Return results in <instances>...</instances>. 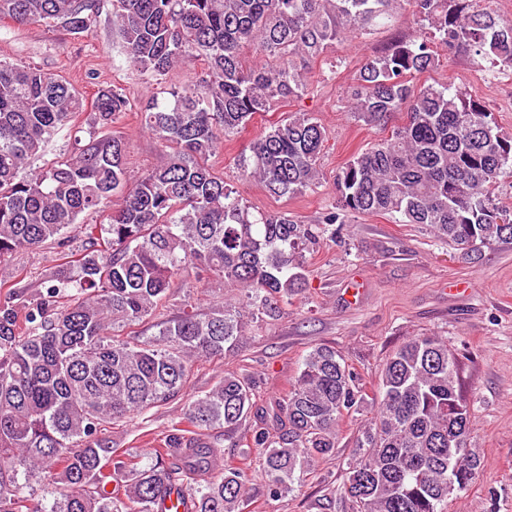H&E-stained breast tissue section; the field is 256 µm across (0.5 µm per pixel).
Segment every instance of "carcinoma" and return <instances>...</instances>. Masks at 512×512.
Instances as JSON below:
<instances>
[{
    "label": "carcinoma",
    "instance_id": "cac0c4a2",
    "mask_svg": "<svg viewBox=\"0 0 512 512\" xmlns=\"http://www.w3.org/2000/svg\"><path fill=\"white\" fill-rule=\"evenodd\" d=\"M112 0V26L128 62L149 81L178 65L204 61L198 77L153 93L141 125L170 153L129 183L124 138L112 127L132 108L118 90L98 89L87 137L38 164L49 141L84 111L82 94L62 76L0 61V261L48 243L81 249L42 278L0 294V512H22L19 476L63 486L49 512H155L173 488L189 512H242L254 477L223 463L224 449L184 447L173 432L154 462L122 492L108 490L126 467L103 431L118 419L177 397L200 359L221 356L245 335V315L274 318L306 277L304 252L321 229L283 211L252 208L208 164L218 145L257 114L301 97L302 66L329 46L401 10L416 25L384 51L362 59L348 90L367 126L398 112L406 122L354 155L336 177L341 213L398 215L427 226L473 262L482 248L512 244V217L494 203L512 168V134L477 94L411 78L462 50L476 65L512 68V19L495 0ZM98 0H0V19L62 26L79 35L94 23ZM253 48L265 62L248 66ZM325 131L309 112L273 122L240 154L245 179L290 199L320 180ZM101 224H77L105 211ZM206 273L244 293L245 307L188 310L165 321L161 341L115 338L116 322H143L165 307L174 280ZM370 412L346 461L351 512H448V485L461 492L481 470L469 447L474 413L464 398L458 358L448 341L413 337L389 356L376 396L367 400L355 370L328 346L310 351L285 398L257 407L249 383L227 374L187 407L196 430L246 429L262 457L266 494L300 486L315 461L336 448L344 419Z\"/></svg>",
    "mask_w": 512,
    "mask_h": 512
}]
</instances>
